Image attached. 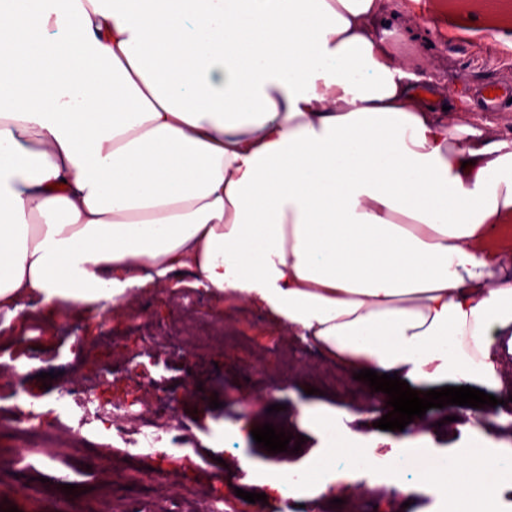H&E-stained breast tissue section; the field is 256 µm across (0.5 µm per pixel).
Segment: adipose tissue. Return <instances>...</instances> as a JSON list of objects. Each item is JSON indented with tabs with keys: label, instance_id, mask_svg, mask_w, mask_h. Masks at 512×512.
<instances>
[{
	"label": "adipose tissue",
	"instance_id": "obj_1",
	"mask_svg": "<svg viewBox=\"0 0 512 512\" xmlns=\"http://www.w3.org/2000/svg\"><path fill=\"white\" fill-rule=\"evenodd\" d=\"M391 0H12L0 10V308L100 317L187 271L345 369L499 385L512 354V136L390 41ZM447 118H440V111ZM39 148L26 146L29 133ZM353 409L303 404L336 482L496 498L503 455L378 466Z\"/></svg>",
	"mask_w": 512,
	"mask_h": 512
}]
</instances>
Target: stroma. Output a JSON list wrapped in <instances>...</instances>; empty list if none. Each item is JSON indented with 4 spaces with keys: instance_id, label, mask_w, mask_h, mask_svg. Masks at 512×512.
<instances>
[{
    "instance_id": "1",
    "label": "stroma",
    "mask_w": 512,
    "mask_h": 512,
    "mask_svg": "<svg viewBox=\"0 0 512 512\" xmlns=\"http://www.w3.org/2000/svg\"><path fill=\"white\" fill-rule=\"evenodd\" d=\"M392 27L421 31L432 20L437 37L422 45L420 55L432 61L441 84L470 96L477 112L490 113L501 130L512 132V102L488 109L486 87L512 85V69L503 66L500 45L512 47V19L501 23L500 39L488 38L477 7L458 0H399ZM174 292L141 297L137 311L147 326L132 327L129 311L105 308L100 321L79 312L48 313L38 297L26 298L28 317H0V414L26 402L40 407L39 420L51 426L60 390L92 392L107 406L130 402L152 405V418L166 429L169 455L128 456L116 430L90 429L78 437L28 442L14 429L0 426V512H197L204 493L219 496L224 512H278L275 492L255 471L242 469L241 456L273 469L303 468L320 442L296 420V406L310 402L324 408L339 400L361 403L367 382L341 386L317 384L303 367L316 352L289 336L263 313H239L233 300L216 302L190 288L181 275ZM243 330L248 348H229L228 329ZM261 352L262 368L251 357ZM49 373L42 382L41 373ZM253 403L243 406L242 392ZM219 408H211V400ZM283 409L272 412V403ZM468 409L448 405L429 409L432 454L466 456L477 443L489 452L512 448V421L499 408L478 409L480 429L464 432L459 421ZM245 421L242 433L232 424ZM303 436L298 452H267L256 444L253 428L263 424ZM77 486L65 493L64 484ZM266 494L263 502L237 497V490ZM363 512H450L449 502L418 491L409 506L388 502L382 487H362Z\"/></svg>"
}]
</instances>
